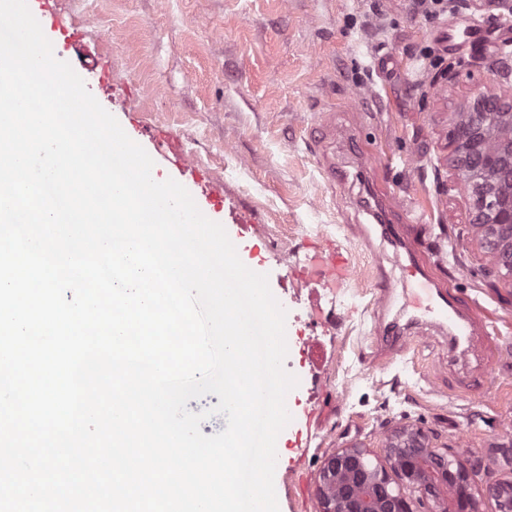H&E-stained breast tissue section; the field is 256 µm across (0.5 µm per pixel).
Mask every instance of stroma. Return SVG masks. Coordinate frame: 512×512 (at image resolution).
Wrapping results in <instances>:
<instances>
[{"label": "stroma", "mask_w": 512, "mask_h": 512, "mask_svg": "<svg viewBox=\"0 0 512 512\" xmlns=\"http://www.w3.org/2000/svg\"><path fill=\"white\" fill-rule=\"evenodd\" d=\"M497 12L496 0H448L439 16L412 0H51L36 14L55 55L127 133L179 139L194 160L183 185L199 205L215 192L213 221L251 215L246 266L287 279L275 294L298 385L276 443L279 512H317L325 460L352 445L384 460L404 425L472 466L482 512H496L487 484L512 479V283L489 276L493 256L448 164L457 108L478 88L512 91V75L494 83L484 64L499 52L481 44L414 67L450 21L489 26ZM447 67L458 81L434 83ZM318 142L347 162L343 184L324 180ZM385 154L388 174L374 162ZM417 215L439 238L436 274L484 324L452 350L445 331L412 324L397 296L387 318L409 343L385 356L373 275L395 248L366 245L353 227L400 224L412 238ZM327 248L350 270L342 282L320 279Z\"/></svg>", "instance_id": "obj_1"}]
</instances>
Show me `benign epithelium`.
<instances>
[{"label":"benign epithelium","instance_id":"benign-epithelium-1","mask_svg":"<svg viewBox=\"0 0 512 512\" xmlns=\"http://www.w3.org/2000/svg\"><path fill=\"white\" fill-rule=\"evenodd\" d=\"M459 111L464 122L448 131L456 183L466 187L470 223L493 255L492 273L512 281V95L478 90ZM386 451L388 469L361 448L328 458L318 475L321 512H481L469 469L439 453L421 430L400 429ZM486 492L497 512H512V481L491 483Z\"/></svg>","mask_w":512,"mask_h":512}]
</instances>
